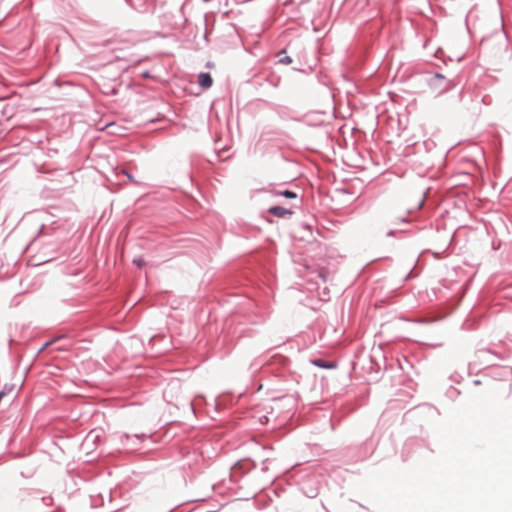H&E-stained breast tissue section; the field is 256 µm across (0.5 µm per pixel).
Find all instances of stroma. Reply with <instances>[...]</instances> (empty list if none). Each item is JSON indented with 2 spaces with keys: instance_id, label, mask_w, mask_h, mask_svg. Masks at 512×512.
Instances as JSON below:
<instances>
[{
  "instance_id": "1",
  "label": "stroma",
  "mask_w": 512,
  "mask_h": 512,
  "mask_svg": "<svg viewBox=\"0 0 512 512\" xmlns=\"http://www.w3.org/2000/svg\"><path fill=\"white\" fill-rule=\"evenodd\" d=\"M512 403V0H0V512H376Z\"/></svg>"
}]
</instances>
